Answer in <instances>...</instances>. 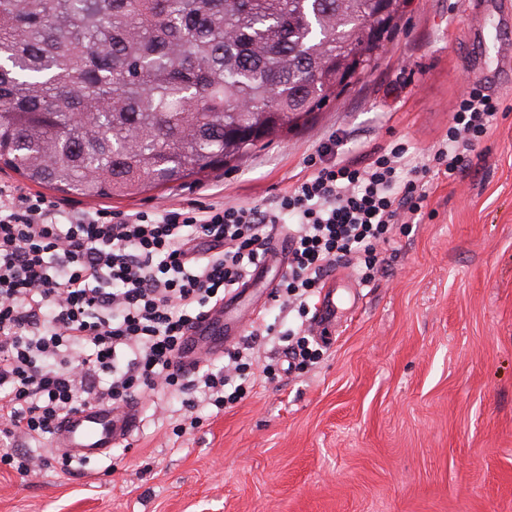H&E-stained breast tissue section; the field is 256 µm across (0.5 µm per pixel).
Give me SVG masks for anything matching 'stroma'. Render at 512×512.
Instances as JSON below:
<instances>
[{"mask_svg":"<svg viewBox=\"0 0 512 512\" xmlns=\"http://www.w3.org/2000/svg\"><path fill=\"white\" fill-rule=\"evenodd\" d=\"M495 2L412 0L377 67L304 126L235 167L106 200L269 209L333 135L345 159L402 142L419 166L468 87L509 108L465 172L434 176L418 223L382 246L376 283L350 267L327 277L344 305L323 331L307 307L317 362L289 369L268 267L224 298L241 334L276 329L259 341L272 372L246 399L196 407L177 436L185 394L140 396V428L110 457H52L24 477L0 464V512H512V70L493 71L507 35Z\"/></svg>","mask_w":512,"mask_h":512,"instance_id":"1","label":"stroma"}]
</instances>
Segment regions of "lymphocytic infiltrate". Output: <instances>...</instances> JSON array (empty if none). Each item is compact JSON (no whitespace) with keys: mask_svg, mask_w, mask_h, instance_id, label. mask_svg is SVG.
Instances as JSON below:
<instances>
[{"mask_svg":"<svg viewBox=\"0 0 512 512\" xmlns=\"http://www.w3.org/2000/svg\"><path fill=\"white\" fill-rule=\"evenodd\" d=\"M476 85L459 99L448 133L413 179L397 172V144L361 162L341 159L340 136L317 152L310 175L275 209L216 202L119 215L106 208L60 215L40 194L0 186V446L19 473L60 420L105 400L172 386L223 411L255 381V340L229 350L226 367H177L186 332L264 261L290 218L288 263L274 298L298 312L338 267L357 264L363 283L384 269L377 247L414 223L430 170L461 171L502 113Z\"/></svg>","mask_w":512,"mask_h":512,"instance_id":"lymphocytic-infiltrate-1","label":"lymphocytic infiltrate"}]
</instances>
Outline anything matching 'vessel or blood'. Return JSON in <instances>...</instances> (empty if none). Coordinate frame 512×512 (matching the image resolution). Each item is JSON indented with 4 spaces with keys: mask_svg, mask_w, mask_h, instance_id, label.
<instances>
[{
    "mask_svg": "<svg viewBox=\"0 0 512 512\" xmlns=\"http://www.w3.org/2000/svg\"><path fill=\"white\" fill-rule=\"evenodd\" d=\"M228 331L222 309H214L206 320L190 330V348L181 356V366H189L203 348L215 355L223 354ZM139 421L140 412L133 404L121 409L108 404L86 407L57 425L50 445L79 454L105 455L117 443L131 438Z\"/></svg>",
    "mask_w": 512,
    "mask_h": 512,
    "instance_id": "vessel-or-blood-1",
    "label": "vessel or blood"
}]
</instances>
